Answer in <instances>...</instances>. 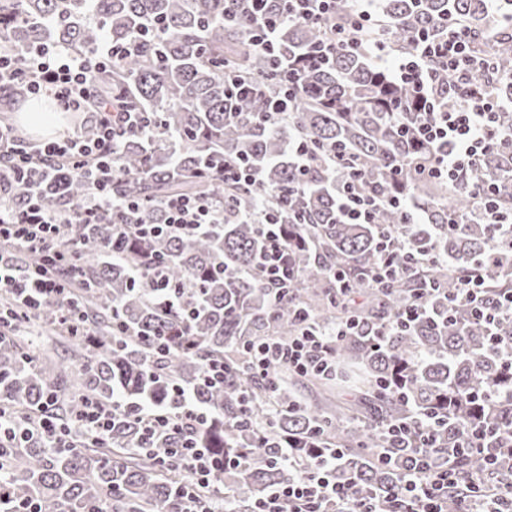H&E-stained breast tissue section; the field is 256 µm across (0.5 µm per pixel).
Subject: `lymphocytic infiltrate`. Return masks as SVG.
Segmentation results:
<instances>
[{
    "label": "lymphocytic infiltrate",
    "instance_id": "f902f5d3",
    "mask_svg": "<svg viewBox=\"0 0 512 512\" xmlns=\"http://www.w3.org/2000/svg\"><path fill=\"white\" fill-rule=\"evenodd\" d=\"M281 18L267 14L265 0H250L252 13L261 32L252 37L253 46L270 51L279 21L311 23L330 29L335 43L318 50L319 57L332 54L335 46L354 49L357 35L372 20L369 10L355 8L345 21L336 19V0H283ZM472 35L463 26H444L439 34L418 36L412 50L400 57L395 76L408 84L425 112L419 133L440 150L429 170L436 178H453L474 167L488 152L512 146V132L502 128L499 115L503 102L476 76L487 63L470 54ZM121 51L108 41L98 49L81 54L64 47L42 45L18 49L0 45V88L27 96H51L65 110L78 112L94 105L97 125L94 133L73 132L59 140L32 143L14 125H0V195L10 193V200L0 198V240L15 241L22 249L43 253L48 261L62 260L64 244L61 230L78 224H104L111 218L115 204L111 183L116 174L114 158L118 141L126 135L140 134L148 127L143 113L114 103L96 100L94 75L120 60ZM448 73V88L440 90L437 70ZM458 97V104L446 103L444 92ZM82 170L89 184V194L78 204L45 209L41 197L45 191L64 192L74 170ZM357 176L344 179L339 193V209L351 223H372L376 212L387 200L377 194L364 195L357 189ZM126 221L118 238L155 237L168 234L179 237L223 223L231 214L229 200L217 197L178 196L163 203L165 221L141 224L136 220L137 202L123 203ZM248 223L258 226L263 235V252L256 269L262 284L283 288L288 283V238L269 214L254 211L247 214ZM481 269H474L457 292L471 307L475 321L497 325L504 316H512V292L487 297ZM0 288L15 296L19 306L35 312L41 305L61 301L66 288L56 277L40 273L20 277L11 259L0 254ZM349 325L333 329L304 325L300 334L288 342L265 340L251 346L247 370L261 378L269 395L281 386V369L299 373L319 372L335 375L337 362L334 348L348 335ZM208 414L195 405H186L181 414L172 417L157 410H140L138 419L146 435L154 437L173 429L191 430ZM60 426L52 420L31 413L8 416L0 413V447H10L25 433L38 432L50 440H62L64 446L79 448L74 438L60 439ZM390 435L400 445H414L421 453L402 477L396 496V512H444L447 488L464 483L460 512H512V457L492 456L489 472L503 475L504 480L487 485L479 476H462L453 462L432 468L423 455L430 436L421 423L391 426ZM172 455L184 479L174 491L177 512H218L216 506L200 495L211 480L217 460L209 449L195 439H185ZM336 455L323 456L317 465L297 474L288 485L266 492L256 502L254 512H377L372 497L351 498L345 485L336 479Z\"/></svg>",
    "mask_w": 512,
    "mask_h": 512
}]
</instances>
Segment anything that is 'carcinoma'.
Here are the masks:
<instances>
[{
	"label": "carcinoma",
	"mask_w": 512,
	"mask_h": 512,
	"mask_svg": "<svg viewBox=\"0 0 512 512\" xmlns=\"http://www.w3.org/2000/svg\"><path fill=\"white\" fill-rule=\"evenodd\" d=\"M243 0H0V34L17 48L40 44L90 53L102 34L112 44L137 43L135 53L97 76V95L121 101L151 121L148 135L120 139L112 180V198L143 203L146 224L165 219L159 204L175 194L231 200L240 213L265 209L286 225L288 286L279 297L261 286L255 262L263 247L257 227L229 218L189 237L162 235L147 243L132 238L112 249V235L125 215L110 224H80L66 233L76 238L75 252L52 267L40 253L17 259L19 275L51 271L71 289L81 314L78 328L63 322L62 309L44 305L39 320L49 331L69 339L71 367L47 370L15 336L0 335V407L41 409L64 414L71 435L83 429L76 416L90 400L121 409L100 438L81 450L53 448L40 435L5 449L9 468L0 476V512H170L180 470L160 467L169 449L179 447L183 431L159 439L144 435L128 408L159 407L170 415L184 403L203 407L209 421L195 439L217 458H237L239 465L218 471L204 496L221 504L224 490L234 494L227 508L249 512L268 489L295 478L281 461L286 443L305 455L313 444L339 448L337 473L356 498L371 495L384 512H393V495L405 472L410 450L388 443L382 429L418 417L435 433L427 454L436 465L448 449H459L463 471L486 468L484 454L463 447L473 428L499 426L490 445L512 452V359L491 341L488 330L469 321V308L448 309L444 292L460 287L474 262L490 247L488 225L479 223L469 186L480 182L498 211L512 213V149L494 151L456 180L433 178L436 147L419 143L413 128L423 121L409 89L375 65L363 49L338 48L329 61L297 63L291 84L269 55L252 46L256 23L242 10ZM512 16V0L495 11L486 0H379L376 20L390 49L404 56L417 33L438 32L439 23H458L474 32L475 54L489 61L481 77L500 100H512V30L501 22ZM325 28L282 23L278 52L294 59L311 44L326 40ZM244 79L256 92L239 97L224 93V70ZM288 97L286 121H264L272 99ZM323 147L307 159V184L293 188L297 158L294 139ZM344 150L361 170L365 194L388 190L414 202L418 220L381 209L373 224H346L337 215L342 173L325 154ZM241 158L259 173L261 184L237 186L213 175L224 158ZM404 172L392 178V170ZM88 184L72 174L64 195L49 193L50 210L80 202ZM464 220L456 230L449 216ZM392 231L398 256H410L407 270L379 287V233ZM441 260L421 263V251ZM502 260L485 263L486 295L512 290V250ZM161 265L191 309V350L159 353L144 334L182 326L183 311L159 304L135 276L148 262ZM343 277V284L333 280ZM443 293L428 303L429 318L406 331H395L378 349L367 333L390 322L398 308L417 301L428 284ZM344 287L339 292L338 287ZM321 327L354 323L337 345L336 358L359 385L350 407L362 416L311 406L285 392L276 405L266 399L261 381L248 377L242 364L246 344L267 338L286 341L297 335L300 314ZM211 360L227 368L224 384L204 382Z\"/></svg>",
	"instance_id": "obj_1"
}]
</instances>
